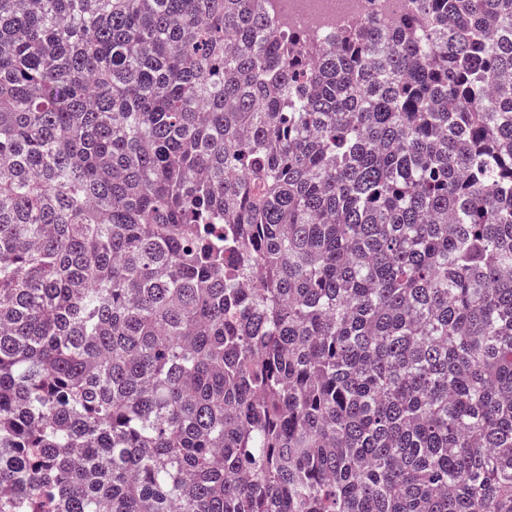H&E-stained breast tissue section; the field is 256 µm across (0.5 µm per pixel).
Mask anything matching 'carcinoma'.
I'll list each match as a JSON object with an SVG mask.
<instances>
[{"instance_id": "obj_1", "label": "carcinoma", "mask_w": 512, "mask_h": 512, "mask_svg": "<svg viewBox=\"0 0 512 512\" xmlns=\"http://www.w3.org/2000/svg\"><path fill=\"white\" fill-rule=\"evenodd\" d=\"M276 10L0 0V512H512V0ZM404 4L402 0H281L280 13L288 18V27L305 28L326 41L360 16L383 22Z\"/></svg>"}]
</instances>
